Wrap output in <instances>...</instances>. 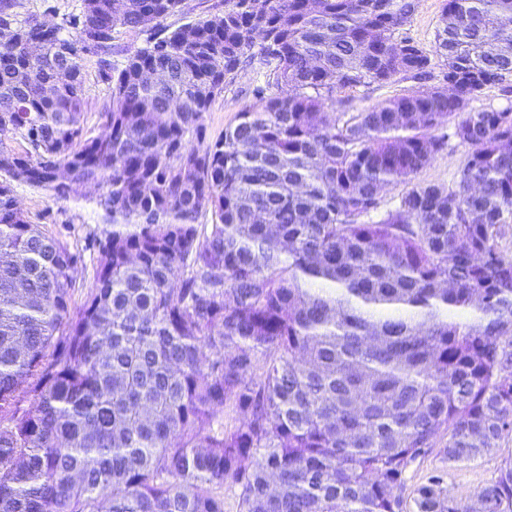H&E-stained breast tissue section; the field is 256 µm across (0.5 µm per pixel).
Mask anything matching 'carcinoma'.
<instances>
[{"instance_id": "carcinoma-1", "label": "carcinoma", "mask_w": 512, "mask_h": 512, "mask_svg": "<svg viewBox=\"0 0 512 512\" xmlns=\"http://www.w3.org/2000/svg\"><path fill=\"white\" fill-rule=\"evenodd\" d=\"M12 2L0 512H224L227 483L237 512H403L437 437L462 465L512 434V108L470 109L512 94V0H444L431 51L402 34L416 0H224L103 74L95 137L82 55L185 0H82L66 28ZM258 38L284 92L203 145ZM436 69L363 112L333 96ZM451 139L469 147L454 180L417 181ZM16 180L59 201L97 189L112 232L77 309L79 257L16 206ZM412 512H512V458L474 502L435 480ZM489 107L496 109L512 107V95L504 96L497 87H490L479 100H475L471 103V108L474 110Z\"/></svg>"}]
</instances>
